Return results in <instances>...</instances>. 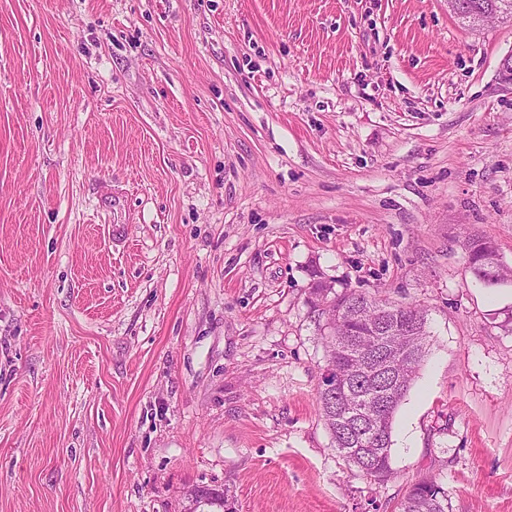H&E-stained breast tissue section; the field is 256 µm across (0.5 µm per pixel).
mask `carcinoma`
I'll list each match as a JSON object with an SVG mask.
<instances>
[{
    "label": "carcinoma",
    "mask_w": 512,
    "mask_h": 512,
    "mask_svg": "<svg viewBox=\"0 0 512 512\" xmlns=\"http://www.w3.org/2000/svg\"><path fill=\"white\" fill-rule=\"evenodd\" d=\"M477 8H495L512 17V0H468ZM467 264L473 277L486 286H497L512 271L503 265L486 263L487 254L495 251L493 243L479 235H471L465 244ZM309 304L324 322L318 331L325 343L327 361L341 370L348 368L346 384L336 392L319 391L321 415L330 431L336 449L347 463L381 484L391 474V447L396 411L410 390L426 353L427 313L417 306L395 305L352 290L336 292L322 279L314 282ZM370 361L371 372H361L362 359ZM394 385L384 398L378 427L382 442L377 447L361 443L365 428L342 419L347 398L373 402ZM195 512H213L219 508L230 512L227 495L212 489L209 495L193 496ZM398 512H449L448 495L434 477L411 486L397 506Z\"/></svg>",
    "instance_id": "cac0c4a2"
}]
</instances>
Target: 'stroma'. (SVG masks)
I'll return each instance as SVG.
<instances>
[{
  "label": "stroma",
  "instance_id": "35a3bbf8",
  "mask_svg": "<svg viewBox=\"0 0 512 512\" xmlns=\"http://www.w3.org/2000/svg\"><path fill=\"white\" fill-rule=\"evenodd\" d=\"M512 18L0 0V512H512ZM428 313L392 477L320 414L315 277ZM493 245L490 240L476 234L469 236L465 246L462 245L463 249L466 247V261L473 277L489 287L504 283L512 272L502 264L493 267L486 263L487 254L496 252ZM398 512H449L448 495L435 477L411 486L396 507ZM210 490V489H208ZM199 490L194 491V495L192 498L193 502V511H199V512H213L215 510H212L213 508H219L222 509L221 511H230V508L228 507V498L227 495L224 493V491H219L216 489H211L209 491V495L203 498H199L197 496V492ZM206 509V510H205Z\"/></svg>",
  "mask_w": 512,
  "mask_h": 512
}]
</instances>
